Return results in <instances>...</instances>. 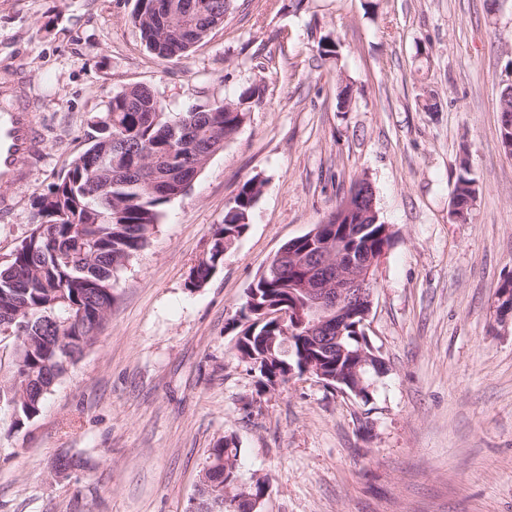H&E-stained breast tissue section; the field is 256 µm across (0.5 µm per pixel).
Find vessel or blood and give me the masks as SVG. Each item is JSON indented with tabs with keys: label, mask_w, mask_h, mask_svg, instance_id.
<instances>
[{
	"label": "vessel or blood",
	"mask_w": 512,
	"mask_h": 512,
	"mask_svg": "<svg viewBox=\"0 0 512 512\" xmlns=\"http://www.w3.org/2000/svg\"><path fill=\"white\" fill-rule=\"evenodd\" d=\"M44 149L23 77L13 72L0 75V185L24 184Z\"/></svg>",
	"instance_id": "vessel-or-blood-1"
}]
</instances>
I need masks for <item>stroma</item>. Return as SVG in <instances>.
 <instances>
[{
  "label": "stroma",
  "mask_w": 512,
  "mask_h": 512,
  "mask_svg": "<svg viewBox=\"0 0 512 512\" xmlns=\"http://www.w3.org/2000/svg\"><path fill=\"white\" fill-rule=\"evenodd\" d=\"M134 0H0V72L19 70L45 152L1 187L0 263L35 203L96 134L112 96L150 87L166 111L261 89L244 125L116 275L96 341L22 430L0 410V512H188L211 448L234 434L260 512H512V0H232L180 63L150 54ZM331 36L335 54L322 55ZM350 87L351 102L338 94ZM437 111H425L423 96ZM478 188L451 215L461 162ZM262 194L202 287L187 283L241 184ZM368 177L395 238L367 333L387 372L371 403L297 376L259 390L234 349L248 285L281 246ZM78 459L69 475L59 457Z\"/></svg>",
  "instance_id": "35a3bbf8"
}]
</instances>
